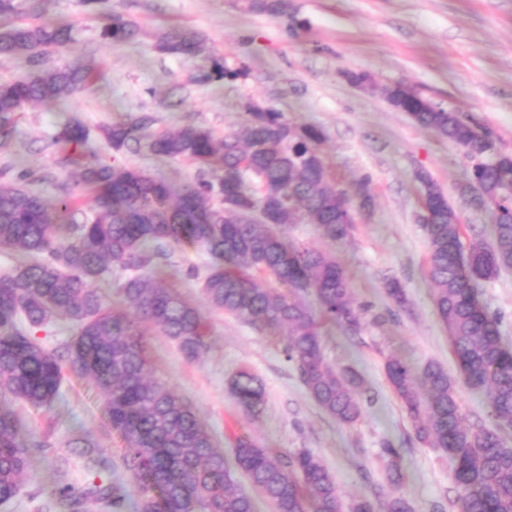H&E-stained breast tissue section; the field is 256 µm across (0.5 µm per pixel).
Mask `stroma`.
<instances>
[{"instance_id":"1","label":"stroma","mask_w":512,"mask_h":512,"mask_svg":"<svg viewBox=\"0 0 512 512\" xmlns=\"http://www.w3.org/2000/svg\"><path fill=\"white\" fill-rule=\"evenodd\" d=\"M288 4L287 14L270 16L249 11L244 0H112L113 14L139 28L136 39L115 43L101 35L105 18L90 14L83 0H52L45 20L70 23L74 41L52 52L49 65L89 63L97 79L56 103L20 112L12 141L0 148V183L32 171V189L50 202L62 187L73 186L77 169L61 164L54 139L74 118L89 131L87 153L141 167L177 186L197 177L195 164L113 151L102 127L147 112L155 130L191 123L220 138L240 127L247 103L255 102L292 123L321 129V149L337 181L367 180L373 207L357 217L352 238L343 243L321 238L311 224L289 225L285 236L332 252L346 271L361 328L352 334L325 327L323 348L336 370L360 379L361 418L345 425L327 415L287 360L282 336L224 313L210 315L209 348L195 361L167 336H148L149 376L194 408L227 462H234L235 441L244 435L283 456L307 451L319 458L345 503L366 498L380 508L399 496L409 512H460L450 458L417 439L385 364L392 357L418 369L434 362L459 374L426 276L418 173L430 175L458 212L463 243L490 241L491 222L471 204L466 186L472 163L464 152L395 110L382 89L406 84L487 130L501 151L512 154V0ZM180 27L201 35L208 54L161 52L159 35ZM216 61L234 78L210 79ZM354 74L367 76V85L352 83ZM207 260L204 253L174 247L160 270L171 288L201 307L205 300L190 270ZM388 277L404 286L405 307L396 308L387 295ZM480 298L500 316L503 339L512 344V271L483 282ZM242 370L265 388L254 415L227 391ZM22 414L32 440L43 447L20 494L0 512H53L58 487H83L89 476L71 446L81 435L111 457L121 453L123 442L105 417L99 390L72 373H65L51 409ZM390 446L402 451L404 479L397 486L388 480L384 450Z\"/></svg>"}]
</instances>
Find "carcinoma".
<instances>
[{
  "mask_svg": "<svg viewBox=\"0 0 512 512\" xmlns=\"http://www.w3.org/2000/svg\"><path fill=\"white\" fill-rule=\"evenodd\" d=\"M14 0H0V55L44 58L73 41L63 21L18 22ZM137 25L110 17L103 36L131 41ZM167 53L195 57L204 39L191 30L158 38ZM95 78L77 63L41 67L29 76L0 82V147L7 146L15 118L26 105L56 102ZM389 104L418 126L463 147L475 160L474 206L489 211L493 242L464 247L462 224L447 195L432 180L426 186L424 227L428 277L435 314L448 331L464 385L484 394L494 425L474 430L462 424L456 382L440 366L417 371L398 359L386 364L396 395L404 403L417 438L450 457L462 512H512V448L500 432L512 430V347L500 336L499 318L479 300L477 285L512 269V156L494 148L491 135L457 112L398 83L384 90ZM143 114L102 128L112 150L145 149L161 159L189 160L211 178L174 189L164 178L130 164L86 157L88 132L74 121L55 138L61 162L79 168L74 188L50 203L18 183H0V250L17 264L0 276V502L17 493L31 469L33 448L21 435V419L9 407L20 401L40 410L59 396L62 365L90 378L104 398L112 430L122 437L123 468L136 480L137 512H255L252 496L239 489L245 475L274 512H376L360 499L345 506L333 474L314 455L285 459L247 436L236 439L235 467L214 450L195 410L173 390L147 378L143 344L158 330L175 341L189 360L205 350L206 310L234 316L260 331L286 330L283 351L297 366L317 405L342 424L361 415L354 375L338 372L322 353L325 324L357 332L360 317L348 280L336 258L283 235L290 224H313L320 235L345 242L355 224L353 198L371 205L367 182L349 190L333 183L316 127L296 125L283 113L254 108L239 130L218 139L204 126L189 124L156 132ZM93 192L85 212L75 189ZM274 204L277 223L246 214ZM172 246L205 250L211 261L194 274L205 298L202 309L168 287L160 261ZM113 277L117 300L93 287ZM387 295L406 303L399 281L385 279ZM316 298V307L304 299ZM58 318L75 327L64 344L67 357L31 336ZM231 398L244 410H260L262 382L247 371L230 383ZM84 469L94 477L114 470L112 459L79 437ZM126 490L118 482H91L84 490H58L57 512H86L94 499L122 512Z\"/></svg>",
  "mask_w": 512,
  "mask_h": 512,
  "instance_id": "cac0c4a2",
  "label": "carcinoma"
}]
</instances>
